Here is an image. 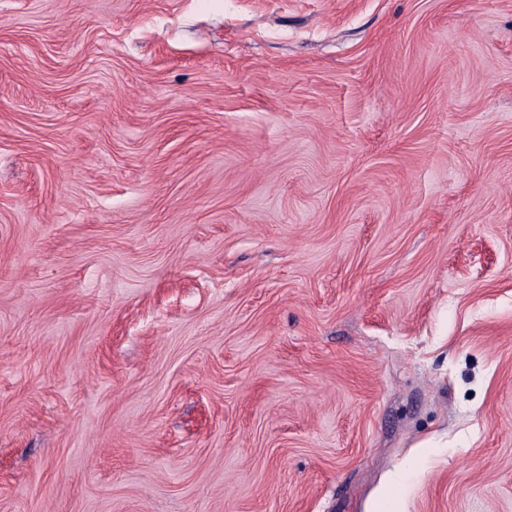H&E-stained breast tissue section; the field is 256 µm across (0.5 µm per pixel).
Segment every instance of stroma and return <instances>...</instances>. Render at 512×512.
<instances>
[{"instance_id":"1","label":"stroma","mask_w":512,"mask_h":512,"mask_svg":"<svg viewBox=\"0 0 512 512\" xmlns=\"http://www.w3.org/2000/svg\"><path fill=\"white\" fill-rule=\"evenodd\" d=\"M0 512H512V0H0Z\"/></svg>"}]
</instances>
